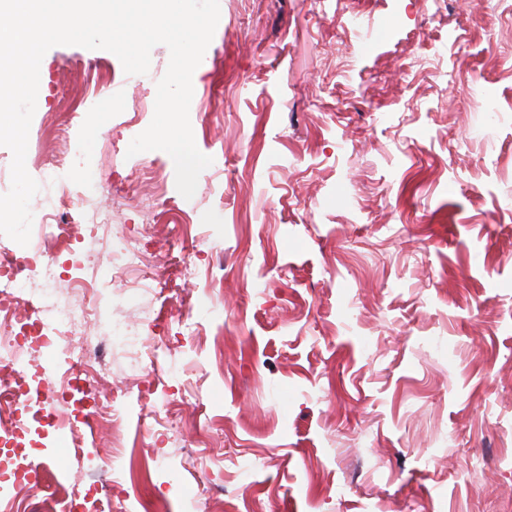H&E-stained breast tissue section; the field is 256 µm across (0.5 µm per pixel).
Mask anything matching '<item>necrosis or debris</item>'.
Wrapping results in <instances>:
<instances>
[{
  "mask_svg": "<svg viewBox=\"0 0 512 512\" xmlns=\"http://www.w3.org/2000/svg\"><path fill=\"white\" fill-rule=\"evenodd\" d=\"M47 174L61 191L57 210L34 209L25 253L0 248L1 444L23 439L35 422L60 428V420L49 414L55 400L72 408L94 430L108 422L119 424L124 417L120 403L104 408L86 387L87 380L97 376L99 369L86 343L68 331L70 325L87 319L86 308L74 305L61 309L50 294L36 300L27 294V284L37 278H51L61 250L77 240L70 222L74 209L71 186H81L89 194L105 189L101 181L89 179L70 160L51 162ZM38 345L57 353L64 365L54 377V397L50 400L43 398L42 382L32 372V351Z\"/></svg>",
  "mask_w": 512,
  "mask_h": 512,
  "instance_id": "1",
  "label": "necrosis or debris"
}]
</instances>
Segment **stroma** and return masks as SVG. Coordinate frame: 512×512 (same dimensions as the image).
<instances>
[{
	"label": "stroma",
	"instance_id": "obj_1",
	"mask_svg": "<svg viewBox=\"0 0 512 512\" xmlns=\"http://www.w3.org/2000/svg\"><path fill=\"white\" fill-rule=\"evenodd\" d=\"M219 4L189 110L213 162L189 199L168 153H127L167 46L144 75L102 49L42 60L28 173L77 139L122 196L81 201L112 224L81 242L112 304L59 277L33 291L86 305L92 388L130 395L116 448L65 431L33 445L38 499L62 512L94 486L110 507L128 482L89 471L117 455L167 512H512V0ZM111 238L138 243L142 268L113 274ZM188 261L197 288L175 292Z\"/></svg>",
	"mask_w": 512,
	"mask_h": 512
}]
</instances>
